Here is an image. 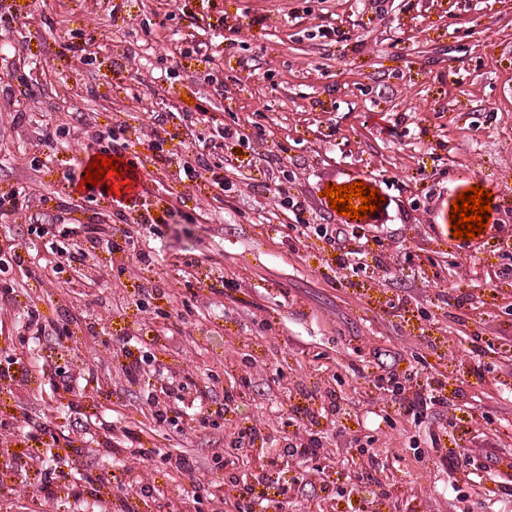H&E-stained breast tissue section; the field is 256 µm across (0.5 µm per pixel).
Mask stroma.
Returning <instances> with one entry per match:
<instances>
[{
	"instance_id": "35a3bbf8",
	"label": "stroma",
	"mask_w": 512,
	"mask_h": 512,
	"mask_svg": "<svg viewBox=\"0 0 512 512\" xmlns=\"http://www.w3.org/2000/svg\"><path fill=\"white\" fill-rule=\"evenodd\" d=\"M188 136L207 159L191 175L171 158ZM111 141L137 164L136 204L66 178ZM356 181L385 199L359 220L323 195ZM476 185L496 198L491 229L474 248L440 237ZM20 189L27 206L0 209V286L71 336L31 337L22 308H0V372L15 375L0 419L47 428L31 442L43 466L0 481V512H235L220 501L234 477L262 512H315L327 492L335 512H512L492 492L512 486V0H0V195ZM93 215L154 266L99 248L31 278ZM338 224L368 239L350 267L320 234ZM130 354L149 381L121 379ZM80 368L93 382L64 388ZM430 375L451 407L401 413L396 388ZM180 383L188 413L151 435L154 401ZM306 390L336 391L342 413L300 429ZM255 423L265 449L228 454ZM436 435L473 466L433 457ZM133 436L157 455L133 458ZM305 437L321 457L289 456ZM102 472L109 488L88 493Z\"/></svg>"
}]
</instances>
